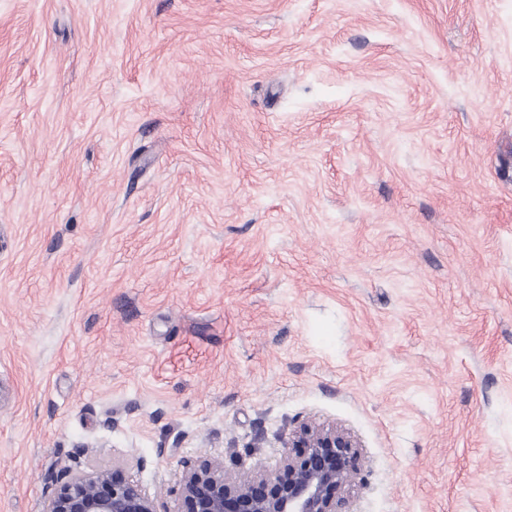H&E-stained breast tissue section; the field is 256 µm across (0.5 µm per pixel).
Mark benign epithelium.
Segmentation results:
<instances>
[{"label":"benign epithelium","mask_w":512,"mask_h":512,"mask_svg":"<svg viewBox=\"0 0 512 512\" xmlns=\"http://www.w3.org/2000/svg\"><path fill=\"white\" fill-rule=\"evenodd\" d=\"M359 444L334 424L304 420L289 433L283 474L262 469L233 477L223 462H185L178 501L183 512H350L348 487ZM44 512H157L156 502L122 470L98 468L51 477Z\"/></svg>","instance_id":"1"}]
</instances>
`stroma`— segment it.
Here are the masks:
<instances>
[{"label": "stroma", "mask_w": 512, "mask_h": 512, "mask_svg": "<svg viewBox=\"0 0 512 512\" xmlns=\"http://www.w3.org/2000/svg\"><path fill=\"white\" fill-rule=\"evenodd\" d=\"M307 418L512 512V0H0V512Z\"/></svg>", "instance_id": "1"}]
</instances>
